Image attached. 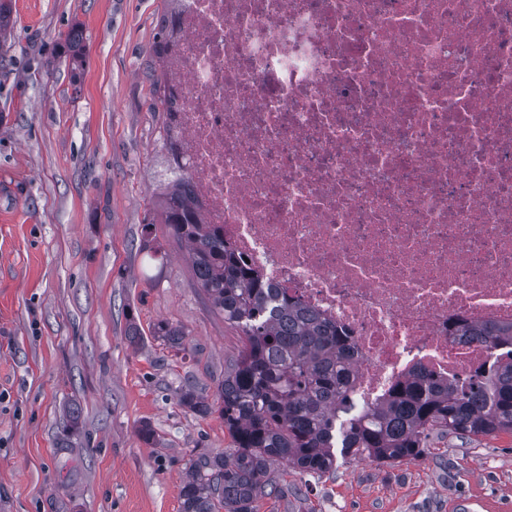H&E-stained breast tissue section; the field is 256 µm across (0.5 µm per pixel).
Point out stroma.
<instances>
[{"instance_id": "stroma-1", "label": "stroma", "mask_w": 512, "mask_h": 512, "mask_svg": "<svg viewBox=\"0 0 512 512\" xmlns=\"http://www.w3.org/2000/svg\"><path fill=\"white\" fill-rule=\"evenodd\" d=\"M12 4L0 44V512H181L190 459L231 439L179 393L214 398L241 340L195 287L184 244L147 222L164 167L150 50L165 4ZM145 243L165 256L150 282ZM163 321L184 327L182 347L153 339ZM273 477L280 492L257 512H461L469 500L512 512V433L434 436L415 464L347 459L319 477L281 464Z\"/></svg>"}]
</instances>
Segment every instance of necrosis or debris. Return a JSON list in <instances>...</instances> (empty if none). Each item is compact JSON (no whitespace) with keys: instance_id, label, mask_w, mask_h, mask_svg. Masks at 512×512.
Returning a JSON list of instances; mask_svg holds the SVG:
<instances>
[{"instance_id":"obj_1","label":"necrosis or debris","mask_w":512,"mask_h":512,"mask_svg":"<svg viewBox=\"0 0 512 512\" xmlns=\"http://www.w3.org/2000/svg\"><path fill=\"white\" fill-rule=\"evenodd\" d=\"M172 163L272 294L343 329L347 401L512 346V0H181Z\"/></svg>"}]
</instances>
